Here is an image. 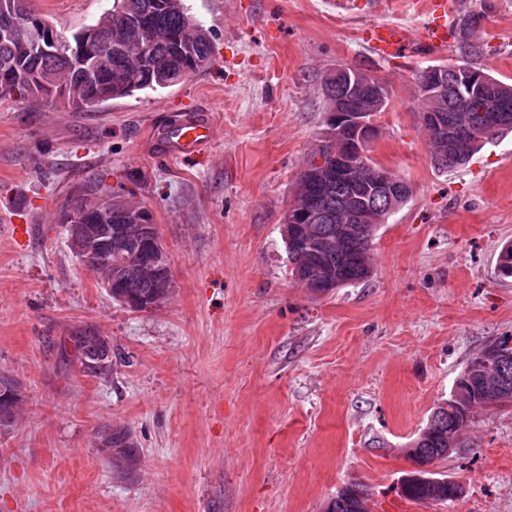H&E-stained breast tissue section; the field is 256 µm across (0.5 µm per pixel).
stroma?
Wrapping results in <instances>:
<instances>
[{"mask_svg": "<svg viewBox=\"0 0 512 512\" xmlns=\"http://www.w3.org/2000/svg\"><path fill=\"white\" fill-rule=\"evenodd\" d=\"M72 35L113 0H31ZM213 35L185 82L93 107L0 99V374L25 391L0 431V512H323L344 484L371 512H512V406L478 412L467 446L435 464L462 496L399 492L409 443L469 361L512 337V134L470 164L429 159L415 74L455 64L421 36L407 0H185ZM396 22L411 52L379 57L365 26ZM479 63L512 83V0H492ZM341 63L391 90L369 154L412 195L372 246V276L321 298L290 274L280 225L326 127L323 81ZM201 109L213 143L162 157L154 132ZM147 207L175 285L152 313L114 303L67 246L61 210L95 187ZM26 224L21 243L4 228ZM112 348V371L79 362L72 333ZM129 425L140 482L112 476L94 439Z\"/></svg>", "mask_w": 512, "mask_h": 512, "instance_id": "stroma-1", "label": "stroma"}]
</instances>
